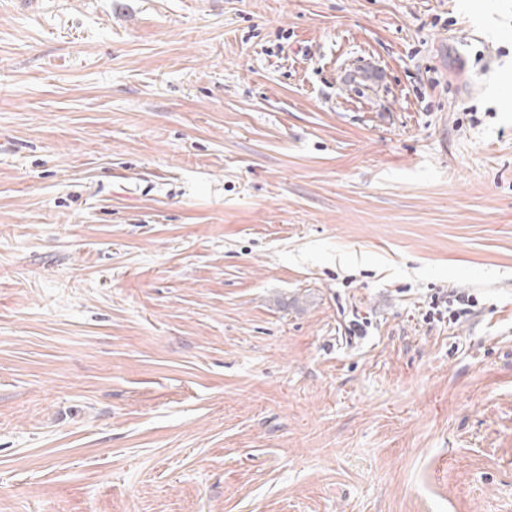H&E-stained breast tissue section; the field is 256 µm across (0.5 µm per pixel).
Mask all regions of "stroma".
I'll use <instances>...</instances> for the list:
<instances>
[{
  "label": "stroma",
  "instance_id": "35a3bbf8",
  "mask_svg": "<svg viewBox=\"0 0 512 512\" xmlns=\"http://www.w3.org/2000/svg\"><path fill=\"white\" fill-rule=\"evenodd\" d=\"M508 85L512 0H0V512H512ZM473 303L469 294L439 290L430 297L429 308L425 311L423 320L428 323H456L461 317L471 314Z\"/></svg>",
  "mask_w": 512,
  "mask_h": 512
}]
</instances>
